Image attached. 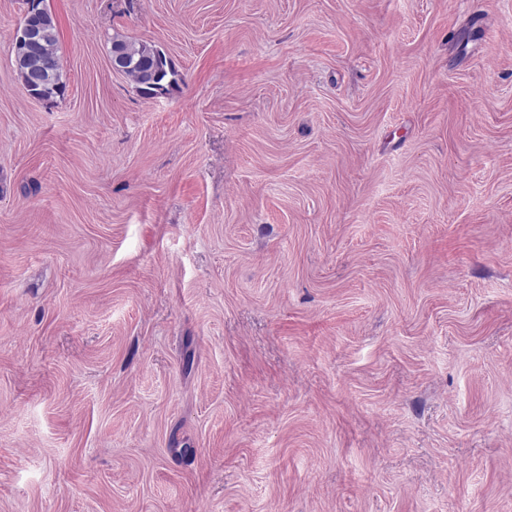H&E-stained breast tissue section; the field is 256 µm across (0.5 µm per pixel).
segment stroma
Returning <instances> with one entry per match:
<instances>
[{
    "mask_svg": "<svg viewBox=\"0 0 512 512\" xmlns=\"http://www.w3.org/2000/svg\"><path fill=\"white\" fill-rule=\"evenodd\" d=\"M45 4L47 102L0 0V512H512V0ZM44 2L45 0H38L36 4L38 11L34 16L25 15L24 11V16L19 26L22 27L28 19L41 26L40 50L36 63L44 67L45 76L44 82L35 88L34 94L39 99L52 100L64 95L66 82L63 79L62 63L57 50L58 38L55 21ZM20 27L16 30L14 37L20 45L26 47L29 42H34L35 31L31 27L28 30ZM155 45L148 42L128 41L113 38L111 45L112 56L120 55L127 60L125 70L136 85L137 91L144 97L151 98L168 94L182 80L181 74L168 56L162 53L161 58H155L152 49ZM151 59L147 62L146 56Z\"/></svg>",
    "mask_w": 512,
    "mask_h": 512,
    "instance_id": "stroma-1",
    "label": "stroma"
}]
</instances>
